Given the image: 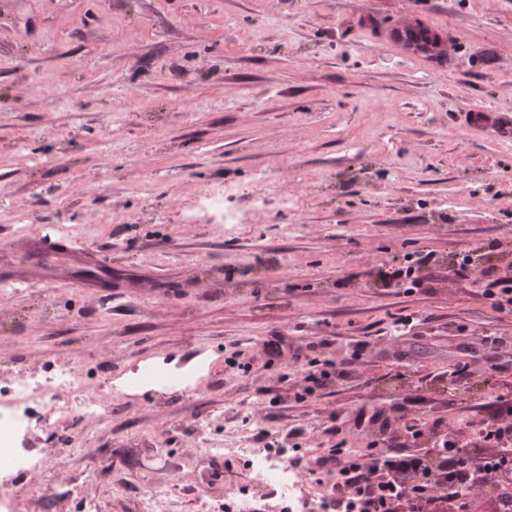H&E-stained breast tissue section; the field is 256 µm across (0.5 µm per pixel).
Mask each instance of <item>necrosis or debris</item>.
I'll use <instances>...</instances> for the list:
<instances>
[{
	"instance_id": "1",
	"label": "necrosis or debris",
	"mask_w": 512,
	"mask_h": 512,
	"mask_svg": "<svg viewBox=\"0 0 512 512\" xmlns=\"http://www.w3.org/2000/svg\"><path fill=\"white\" fill-rule=\"evenodd\" d=\"M233 187L219 184L196 201L181 206L185 221L200 212L218 216L225 229L246 223L245 215L229 211L226 203ZM107 414L97 394L86 390L80 368L71 361L55 362L40 375L18 370L0 377V512H15L12 495L18 488L34 492L43 480L85 489L86 476H74L72 467L52 444L32 450L27 434L47 432L73 421H98ZM247 463L248 478L242 489L227 501L225 512H261L263 497L279 504L282 512H333L335 497L330 487L310 492L308 473L295 467L290 449L258 447L253 433L243 431L234 450Z\"/></svg>"
}]
</instances>
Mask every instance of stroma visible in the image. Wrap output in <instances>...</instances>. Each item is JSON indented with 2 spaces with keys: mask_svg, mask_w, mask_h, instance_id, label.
<instances>
[{
  "mask_svg": "<svg viewBox=\"0 0 512 512\" xmlns=\"http://www.w3.org/2000/svg\"><path fill=\"white\" fill-rule=\"evenodd\" d=\"M409 20L446 27L445 53L385 45ZM29 75L47 93L26 94ZM474 112L512 113V0H0V353L75 361L100 395L106 418L60 438L73 467L111 460L97 512H138L141 486L191 471L204 480L171 506L224 512L246 470L228 458L209 475L196 433L233 446L239 411L360 453L465 446L469 425H494L512 313L482 291L488 269L512 276V138L471 131ZM265 172L293 214L253 213ZM98 181L108 196L85 201ZM221 183L247 224L184 222L180 203ZM32 210L31 235L66 222L81 250L42 284L19 248ZM421 250L415 293L369 274ZM237 350L249 374L227 366ZM312 353L338 373L299 402L293 358ZM160 365L191 384L129 386ZM408 418L421 436L399 431Z\"/></svg>",
  "mask_w": 512,
  "mask_h": 512,
  "instance_id": "stroma-1",
  "label": "stroma"
}]
</instances>
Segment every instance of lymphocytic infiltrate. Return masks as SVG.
Segmentation results:
<instances>
[{
    "label": "lymphocytic infiltrate",
    "instance_id": "lymphocytic-infiltrate-1",
    "mask_svg": "<svg viewBox=\"0 0 512 512\" xmlns=\"http://www.w3.org/2000/svg\"><path fill=\"white\" fill-rule=\"evenodd\" d=\"M426 258L391 257L375 262L374 274L411 293L421 288ZM490 453L474 456L454 438L444 437L433 455L404 452L372 453L352 459L348 449H327L318 469L334 475L340 494L336 512H436L439 503L452 500L457 512H470L475 492L485 483L512 474V407L502 410L484 435Z\"/></svg>",
    "mask_w": 512,
    "mask_h": 512
}]
</instances>
